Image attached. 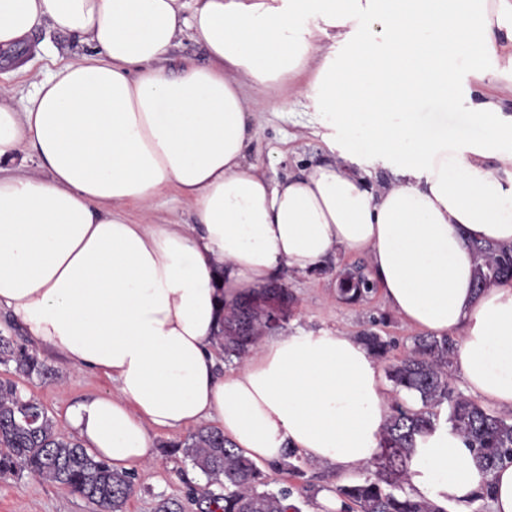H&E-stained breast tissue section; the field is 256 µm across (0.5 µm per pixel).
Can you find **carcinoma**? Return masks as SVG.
<instances>
[{
	"mask_svg": "<svg viewBox=\"0 0 512 512\" xmlns=\"http://www.w3.org/2000/svg\"><path fill=\"white\" fill-rule=\"evenodd\" d=\"M475 288L512 280V245L473 242ZM374 291L365 266L342 270L337 279L339 296L360 302ZM294 304L288 289L271 285L258 295L224 308V331L216 344L229 359L242 360L271 329L272 311L286 321ZM358 339L379 360L387 358L390 344L375 332ZM456 340L450 336H416L406 352L385 366L384 375L394 400L384 426L379 455L367 466V475L357 483L339 485L340 512H446L432 502L415 500L405 486L416 437L440 424L438 409L448 406L446 423L462 435L475 463L492 470L512 460V418L480 405L456 391L449 382ZM14 363L15 372L28 379L51 373L37 352L17 347L0 336V364ZM403 392L416 394L419 406L400 400ZM170 455H182L205 483L189 490L200 512H301L290 502L291 490L274 487L273 472L287 469L304 476L290 450L285 460L270 465L267 472L235 450L218 430L200 427L185 439L165 445ZM25 471L44 481L79 494L97 512H123L131 493V473L117 471L83 448L73 435L61 431L49 411L35 398L27 397L11 380H0V478Z\"/></svg>",
	"mask_w": 512,
	"mask_h": 512,
	"instance_id": "carcinoma-1",
	"label": "carcinoma"
}]
</instances>
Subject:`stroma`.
<instances>
[{
    "mask_svg": "<svg viewBox=\"0 0 512 512\" xmlns=\"http://www.w3.org/2000/svg\"><path fill=\"white\" fill-rule=\"evenodd\" d=\"M85 52V46L46 25L32 33L17 49L8 53L0 51V73L28 66L27 75L11 83L12 93L19 99L32 92L34 82L45 78L55 62H73ZM322 58V52H315L300 73L281 82L270 94L275 99L274 105L265 104L267 94L264 92L252 90L248 93L252 140L246 162L269 178L278 179L299 172L333 156L322 137V127L300 94ZM364 261L362 255L341 252L326 264L321 274L283 273L279 283L296 299L293 311L283 325L284 330H331L353 337L371 330L392 341L388 357L398 359L413 337L419 335V328L394 314L380 293H373L366 301L357 304L345 303L335 293L337 272ZM43 358L54 369V377L46 380L22 378L18 380V387L23 394L38 399L56 422H63L64 413L71 404L112 387L111 382L100 375L73 367L58 355L47 352ZM188 434L185 428L158 431V450L153 461L131 470L134 492L126 503L125 512H154L157 497L161 494L182 500L184 512H198L194 502L187 500L186 492L188 486L202 483V476L181 457L167 455L164 451L166 443L185 439ZM301 468L304 477L280 473L276 480L293 490L301 502L302 512H313L319 491L335 489L336 477L328 468L311 462L302 463ZM0 512H93V507L64 487L23 473L0 478Z\"/></svg>",
    "mask_w": 512,
    "mask_h": 512,
    "instance_id": "35a3bbf8",
    "label": "stroma"
}]
</instances>
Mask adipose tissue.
<instances>
[{
  "label": "adipose tissue",
  "instance_id": "ef3b65f1",
  "mask_svg": "<svg viewBox=\"0 0 512 512\" xmlns=\"http://www.w3.org/2000/svg\"><path fill=\"white\" fill-rule=\"evenodd\" d=\"M46 23L89 52L26 99L0 83V311L114 384L66 411L85 448L128 470L153 460L155 430L213 422L259 464L292 448L340 477L364 468L391 399L362 343L277 332L227 374L213 346L226 304L340 250L367 252L402 320L456 337L466 395L512 410V282L475 293L468 247L512 243V106L455 78L512 74V0H0V49ZM185 38L206 61L171 72ZM324 38L304 95L348 145L281 179L246 167L242 79L271 87ZM424 97L475 135L419 125ZM363 153L392 158L386 183L368 184ZM171 189L193 223L130 217ZM485 488L512 512V463L483 470L444 425L417 437L411 497L466 512Z\"/></svg>",
  "mask_w": 512,
  "mask_h": 512
}]
</instances>
